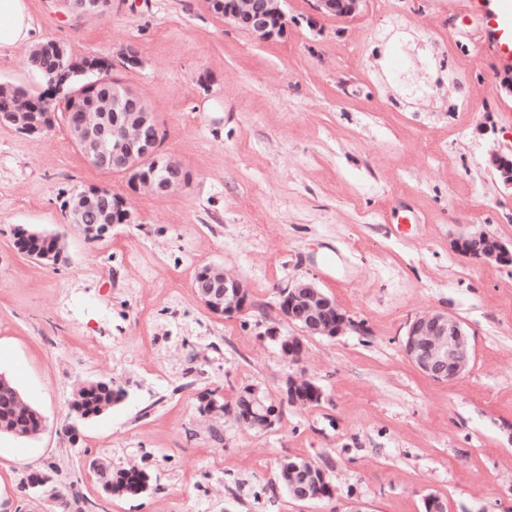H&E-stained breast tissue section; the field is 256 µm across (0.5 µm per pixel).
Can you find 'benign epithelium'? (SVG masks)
Segmentation results:
<instances>
[{
  "label": "benign epithelium",
  "instance_id": "benign-epithelium-1",
  "mask_svg": "<svg viewBox=\"0 0 512 512\" xmlns=\"http://www.w3.org/2000/svg\"><path fill=\"white\" fill-rule=\"evenodd\" d=\"M67 12L77 18H105L112 12V0H62ZM361 0H315L314 8L323 14L349 17L356 13ZM284 0H208L210 10L224 15V19L260 41H276L288 31V18L283 8ZM66 51L60 44L50 41L46 50L32 53L33 65L46 72L57 74V88H68L71 108L93 99L103 87H110L122 111L112 115L102 114L74 125L75 145L93 167L105 172H120L128 177L133 190H146L163 195L187 183L183 167L172 160L166 161L160 173L144 177L138 171L141 163L159 162V129L155 113L142 104V97L129 87L100 76L94 81L77 86L69 83L73 74L95 70L93 56H87L83 70L69 71L64 66ZM45 113L39 122L28 119L27 113L16 108L0 112V125L10 126L21 134L44 135L54 129L57 112L44 106ZM499 182L512 189V153H498L490 158ZM73 207L68 209L70 223L83 228L86 238L95 241L113 224L133 223V214L122 197H115L103 186L92 185L72 196ZM453 249L466 257L482 262L512 265V246L484 232L474 233L453 241ZM196 294L201 304L211 313L234 317L253 305L243 282L213 266H205L198 273ZM278 309L288 324L299 332L298 336L270 335L278 341L283 355L298 360L303 351V339L338 336L348 323L340 315L336 301L320 291L310 279L296 280L279 292ZM402 350L410 362L429 379L447 383L464 375L472 360L468 331L463 322L446 312L435 311L418 315L407 324ZM284 393L297 404L300 396L309 394L313 400L322 399L321 389L305 378H289ZM257 388L242 390V405L233 412L234 418L252 428L267 430L274 425V412H258ZM292 473L298 475L291 485L293 497L301 502L314 501L325 494V474L312 467L294 462Z\"/></svg>",
  "mask_w": 512,
  "mask_h": 512
}]
</instances>
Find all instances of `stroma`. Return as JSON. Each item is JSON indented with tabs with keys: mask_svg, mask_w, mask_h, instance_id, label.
<instances>
[{
	"mask_svg": "<svg viewBox=\"0 0 512 512\" xmlns=\"http://www.w3.org/2000/svg\"><path fill=\"white\" fill-rule=\"evenodd\" d=\"M26 2L31 40L0 54V85L60 111L63 93L27 66L32 46L103 59L150 104L189 181L138 192L88 164L65 122L45 136L0 126V372L44 418L36 437L0 436V512H63L25 496L31 474L104 512H424L429 495L448 512H512V266L450 247L478 232L512 243V189L486 164L512 149V0H362L349 18L286 0L274 42L207 0H113L111 16L80 21L60 0ZM398 13L406 32L392 29ZM475 13L486 25L474 40ZM413 35L419 97L396 76ZM125 46L139 67L122 66ZM90 185L126 198L133 223L87 240L66 203ZM20 225L59 236L66 262L20 253ZM207 265L240 278L253 309L209 312L194 290ZM307 278L349 324L305 339L293 363L268 331L295 335L278 295ZM434 311L460 319L473 348L449 383L402 351L409 319ZM291 377L315 382L321 402L283 404ZM102 379L120 401L72 422L75 387ZM247 386L281 404L270 430L201 414L203 393L229 403ZM101 456L149 469L152 490L106 495ZM287 457L328 469L333 496L292 500L277 485Z\"/></svg>",
	"mask_w": 512,
	"mask_h": 512,
	"instance_id": "obj_1",
	"label": "stroma"
}]
</instances>
